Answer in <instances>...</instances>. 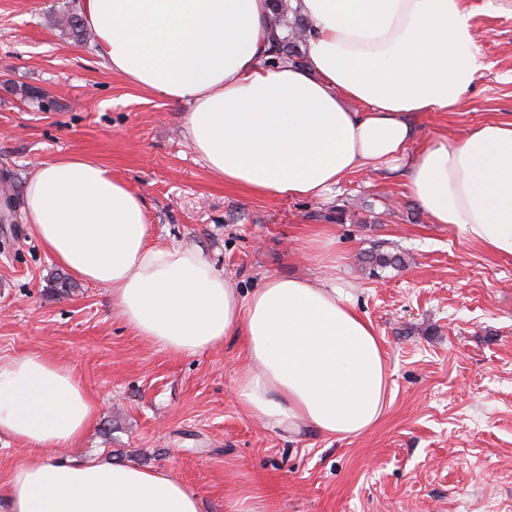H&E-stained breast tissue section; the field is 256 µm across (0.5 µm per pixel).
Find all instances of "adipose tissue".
<instances>
[{"label":"adipose tissue","mask_w":512,"mask_h":512,"mask_svg":"<svg viewBox=\"0 0 512 512\" xmlns=\"http://www.w3.org/2000/svg\"><path fill=\"white\" fill-rule=\"evenodd\" d=\"M102 65L184 103L209 171L257 197L317 198L349 173L404 169L431 223L512 255V121L419 142L417 112L454 111L484 64L464 0H291L303 63L273 61L269 0H78ZM21 220L75 279L108 287L143 342L194 357L241 339V409L291 433L356 438L381 418L389 370L347 287L274 276L248 293L192 246L154 244L141 195L97 160L41 164ZM97 407L73 367L32 350L0 359V438L15 465L0 512H201L163 468L42 456L82 438Z\"/></svg>","instance_id":"obj_1"}]
</instances>
